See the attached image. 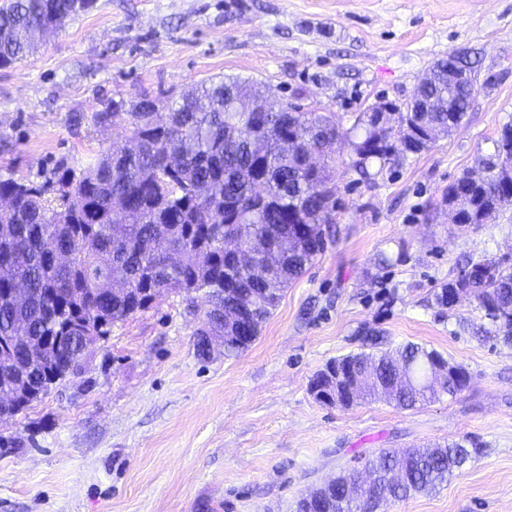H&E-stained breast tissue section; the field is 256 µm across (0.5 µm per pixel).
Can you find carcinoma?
<instances>
[{
  "label": "carcinoma",
  "mask_w": 512,
  "mask_h": 512,
  "mask_svg": "<svg viewBox=\"0 0 512 512\" xmlns=\"http://www.w3.org/2000/svg\"><path fill=\"white\" fill-rule=\"evenodd\" d=\"M94 0H10L0 7V67L36 52L43 35L90 9ZM476 61L452 52L433 63L427 83L414 96L386 106L413 128L392 136L374 112H357L343 130L329 115L246 112L250 81L226 77L203 82L181 100L157 111L143 99L132 104L125 146L83 169L57 166L44 181L0 177V197L11 209L0 213V267L9 268L23 291L0 282V415L12 418L73 376L69 364L87 336L102 339L165 292L194 301L202 293L210 308L194 332L195 351L205 360V336L224 339V355L245 351L238 326L257 339L288 285L300 278L335 234L336 185L327 169L304 162L284 139L300 134L309 147L341 144L363 181L428 149L456 129L472 105L476 80L453 82L448 70L475 72ZM487 163L480 188L499 206L512 203L507 186ZM463 174L443 191L465 219L479 228L472 184ZM236 238L245 252L266 246L265 275L224 260V239ZM458 288L491 320L494 333L512 345V260L468 259L457 277L435 291L440 307L454 310L448 289ZM351 353L327 363L311 380L339 371L355 378L372 372L361 395H385L400 409L468 387L470 375L440 352L408 343ZM451 368L436 385L435 367ZM461 442L426 448H380L368 458L369 483L358 497L354 478L338 476L329 512H380L390 500L431 493L448 483L479 454Z\"/></svg>",
  "instance_id": "cac0c4a2"
}]
</instances>
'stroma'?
Listing matches in <instances>:
<instances>
[{"instance_id": "35a3bbf8", "label": "stroma", "mask_w": 512, "mask_h": 512, "mask_svg": "<svg viewBox=\"0 0 512 512\" xmlns=\"http://www.w3.org/2000/svg\"><path fill=\"white\" fill-rule=\"evenodd\" d=\"M457 50L480 57L462 124L369 182L348 152L329 154L339 233L247 350L199 359L206 299L166 292L98 341L79 378L0 421L15 441L0 447V512H295L375 449L462 438L482 455L384 512H512V347L459 331L460 316L485 323L475 303L451 313L433 298L468 259L512 256V205L462 233L441 203L512 124V0H94L0 68V175L84 167L128 133L127 119L96 120L114 100L163 108L207 78L250 80L347 129ZM371 330L439 351L468 388L412 410L317 401L313 376Z\"/></svg>"}]
</instances>
